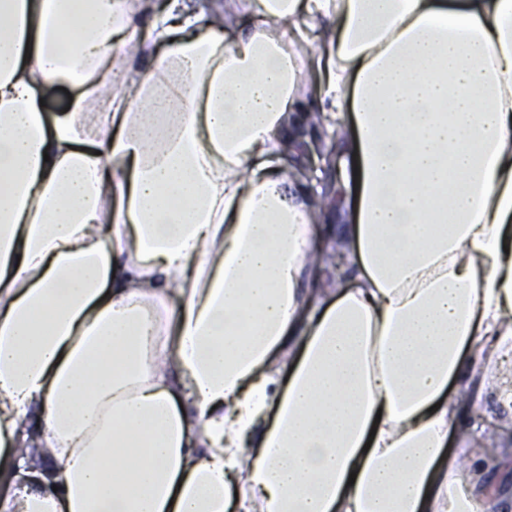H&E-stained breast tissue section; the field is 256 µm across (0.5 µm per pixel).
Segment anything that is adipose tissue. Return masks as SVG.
Masks as SVG:
<instances>
[{
    "mask_svg": "<svg viewBox=\"0 0 512 512\" xmlns=\"http://www.w3.org/2000/svg\"><path fill=\"white\" fill-rule=\"evenodd\" d=\"M153 8L0 0V512H486L445 447L512 429V0ZM334 147H335V145L332 144L326 153H329V155H332V149H334ZM326 153L318 150L316 152V157L314 155L309 156V171H310V173H314L318 169L324 173L331 171L332 172L331 176L333 177V179L331 180V182L329 184H326V186H324V194L325 195L330 194V193L336 194V192H337L338 198L342 202V198L344 199V193L342 196V187L338 181L337 166H336V161H337L338 156H336V153H335L334 162L330 165H327L323 162V160L326 156Z\"/></svg>",
    "mask_w": 512,
    "mask_h": 512,
    "instance_id": "adipose-tissue-1",
    "label": "adipose tissue"
}]
</instances>
